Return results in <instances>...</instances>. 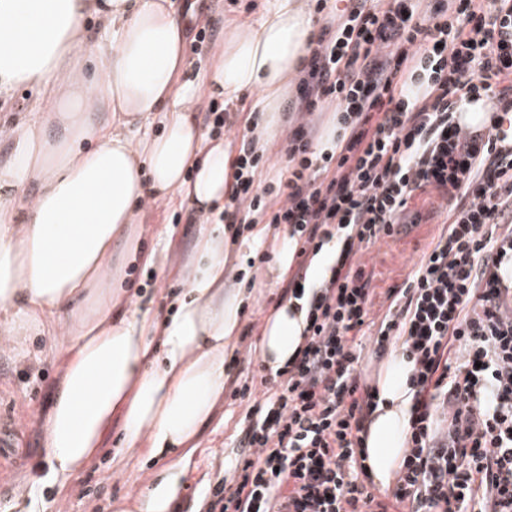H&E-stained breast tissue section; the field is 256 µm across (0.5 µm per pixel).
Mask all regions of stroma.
Wrapping results in <instances>:
<instances>
[{
  "mask_svg": "<svg viewBox=\"0 0 512 512\" xmlns=\"http://www.w3.org/2000/svg\"><path fill=\"white\" fill-rule=\"evenodd\" d=\"M271 0H195L193 15L186 21L185 56L188 66L182 81L195 82L198 90L191 105L193 115L206 112L211 97L201 84L212 65L217 49L224 42V27L229 17L243 20L259 18ZM206 29V42H197L199 29ZM440 197L436 191L417 192L411 202L422 217L401 234L380 240L364 255L365 271L372 288L370 316L381 319L386 311V296L403 287L415 264L437 235L436 213ZM194 210L188 201H159L145 210L141 226L144 249L157 247L165 226L175 229L174 245L168 253L170 264L164 268L128 266L125 286L130 297L143 294L154 300L153 309L166 315L168 298L184 286L180 264L190 251L199 232L189 221ZM282 245L279 236H270L263 245L270 256L258 264L252 250L239 253L240 263L252 272L255 297L243 309L244 327L235 357L227 365L224 398L216 407L209 424L202 430L199 448L192 455L181 479L175 512H206V495L218 482L232 483L236 461L245 455L243 443L249 407L262 402L261 392L245 397L234 394L236 388L260 382L267 370L257 351L265 321L275 309L287 277L274 274V259ZM63 365L50 336L39 332L27 336L20 349L0 351V412H6L19 427L10 458L14 463L10 479L0 489V512H113L115 500L136 495L144 487L157 483L163 465L142 459L132 452L117 461L116 448L121 437L112 428L99 453L66 486H59L47 476L48 465L42 454V414L51 387L58 381Z\"/></svg>",
  "mask_w": 512,
  "mask_h": 512,
  "instance_id": "obj_1",
  "label": "stroma"
}]
</instances>
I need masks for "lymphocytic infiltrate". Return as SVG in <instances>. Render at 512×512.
Listing matches in <instances>:
<instances>
[{"label": "lymphocytic infiltrate", "mask_w": 512, "mask_h": 512, "mask_svg": "<svg viewBox=\"0 0 512 512\" xmlns=\"http://www.w3.org/2000/svg\"><path fill=\"white\" fill-rule=\"evenodd\" d=\"M317 0L329 19L291 104L284 200L255 184L262 157L243 136L222 222L285 225L294 255L339 253L318 288L295 273L283 293L308 302L305 343L279 370L245 434L247 455L207 512H512V149L496 123L458 112L512 111V0ZM333 110L332 151L312 149L307 117ZM448 206L404 287L369 317L362 258L400 233L416 191ZM412 365L407 448L392 489L375 493L365 423L378 406L361 386L366 345Z\"/></svg>", "instance_id": "obj_1"}]
</instances>
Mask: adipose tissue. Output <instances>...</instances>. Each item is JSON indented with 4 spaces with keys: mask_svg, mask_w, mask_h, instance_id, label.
<instances>
[{
    "mask_svg": "<svg viewBox=\"0 0 512 512\" xmlns=\"http://www.w3.org/2000/svg\"><path fill=\"white\" fill-rule=\"evenodd\" d=\"M91 17L111 40L91 38ZM313 29L304 0H274L256 20H229L207 87L228 104L258 92L263 136L272 138ZM184 46L172 0H0V97L33 89L40 114L5 129L12 149L0 164V347L45 329L67 342L43 448L49 478L62 485L116 424L125 450L178 468L172 449L196 448L224 393L245 299L225 277L224 224L200 228L170 316L148 304L123 309L115 275L124 263L157 262L132 234L147 203L178 194L207 212L224 201L231 146L207 142L189 114L194 91L179 81ZM155 122L161 134H143ZM305 326V312L283 303L263 330L262 362L283 367ZM409 370L393 352L375 375L379 406L364 446L381 484L405 453Z\"/></svg>",
    "mask_w": 512,
    "mask_h": 512,
    "instance_id": "obj_1",
    "label": "adipose tissue"
}]
</instances>
